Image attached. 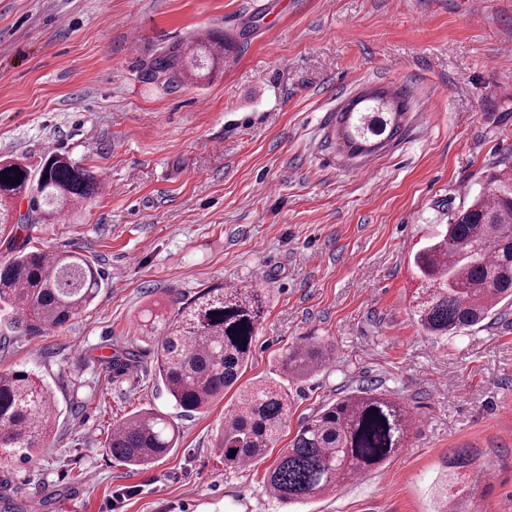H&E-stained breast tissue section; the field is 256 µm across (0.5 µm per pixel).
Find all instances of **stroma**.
Returning a JSON list of instances; mask_svg holds the SVG:
<instances>
[{
  "instance_id": "1",
  "label": "stroma",
  "mask_w": 512,
  "mask_h": 512,
  "mask_svg": "<svg viewBox=\"0 0 512 512\" xmlns=\"http://www.w3.org/2000/svg\"><path fill=\"white\" fill-rule=\"evenodd\" d=\"M203 34L231 47L222 74L151 77L157 53ZM372 89L408 93L403 129L353 157L336 115ZM50 154L117 190L29 226L31 244L80 253L105 281L64 329L0 348V368L32 372L57 403L39 458L0 471V512H431L463 448L495 479L459 512H512V303L445 343L412 315L414 253L491 166L512 164V0H0V157ZM228 282L270 294L241 385L304 336L336 348L289 381V431L381 384L418 418L408 447L287 508L264 489L269 460L226 466L214 434L235 395L175 408L136 320ZM132 346L137 363L114 372L111 354ZM147 409L169 415L178 446L131 472L102 443Z\"/></svg>"
}]
</instances>
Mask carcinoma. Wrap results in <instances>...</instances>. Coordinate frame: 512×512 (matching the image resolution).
Listing matches in <instances>:
<instances>
[{
  "mask_svg": "<svg viewBox=\"0 0 512 512\" xmlns=\"http://www.w3.org/2000/svg\"><path fill=\"white\" fill-rule=\"evenodd\" d=\"M220 41H198L188 50L168 49L150 66L151 76L179 83L206 79L218 69ZM405 98L401 91H377L361 107L337 116L338 135L353 155L382 148L401 129ZM24 176H19V173ZM98 189L94 174L64 155L51 154L32 167L0 160V325L24 336L63 328L97 297L104 274L76 253H46L22 235L34 221L52 220ZM28 199L27 211L14 215L13 200ZM421 281L413 313L429 336H453L478 325L505 299H512V167L495 168L483 190L451 215L444 231L413 255ZM268 294L263 288L222 285L203 288L172 307L148 309L140 323L141 341L155 358V377L174 406L201 413L235 386L248 365ZM335 348L307 336L282 355L279 375L306 378L330 365ZM134 349L112 356L124 370L138 362ZM56 418L52 390L26 370L0 371V466L33 459L51 435ZM288 427V391L275 378L239 389L215 437L224 464L241 466L267 457ZM413 432V412L389 389L359 386L322 405L304 421L264 475V487L282 505L329 495L382 469ZM177 441L162 413L147 410L112 427L103 448L130 471L154 464ZM236 450L230 456V450ZM471 450L448 454L434 485V512H453L466 491L478 486Z\"/></svg>",
  "mask_w": 512,
  "mask_h": 512,
  "instance_id": "carcinoma-1",
  "label": "carcinoma"
}]
</instances>
